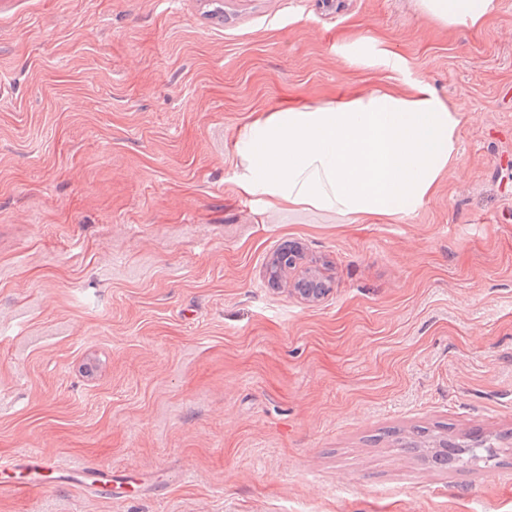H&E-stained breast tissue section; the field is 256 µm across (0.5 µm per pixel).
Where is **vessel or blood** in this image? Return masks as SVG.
<instances>
[{"label": "vessel or blood", "instance_id": "obj_1", "mask_svg": "<svg viewBox=\"0 0 512 512\" xmlns=\"http://www.w3.org/2000/svg\"><path fill=\"white\" fill-rule=\"evenodd\" d=\"M24 474L27 483H42L45 474H52L56 483L71 484L95 496L109 498L125 481L122 472L103 467L68 469L59 466L47 456L25 450L7 461H0V472Z\"/></svg>", "mask_w": 512, "mask_h": 512}]
</instances>
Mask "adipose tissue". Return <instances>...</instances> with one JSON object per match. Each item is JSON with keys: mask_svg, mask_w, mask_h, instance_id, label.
<instances>
[{"mask_svg": "<svg viewBox=\"0 0 512 512\" xmlns=\"http://www.w3.org/2000/svg\"><path fill=\"white\" fill-rule=\"evenodd\" d=\"M445 26L482 25L493 0H416ZM459 109L426 84L403 97L373 90L323 106H289L246 126L237 184L289 212L356 220L420 206L457 158Z\"/></svg>", "mask_w": 512, "mask_h": 512, "instance_id": "adipose-tissue-1", "label": "adipose tissue"}]
</instances>
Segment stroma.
Listing matches in <instances>:
<instances>
[{"label":"stroma","mask_w":512,"mask_h":512,"mask_svg":"<svg viewBox=\"0 0 512 512\" xmlns=\"http://www.w3.org/2000/svg\"><path fill=\"white\" fill-rule=\"evenodd\" d=\"M368 37L389 63L349 60ZM456 104L413 212L243 194L254 118L371 90ZM329 292L271 284L285 245ZM489 444L440 465L435 442ZM128 478L0 512H512V0H0V459ZM419 12L445 26L482 25L493 10V0H416Z\"/></svg>","instance_id":"1"}]
</instances>
